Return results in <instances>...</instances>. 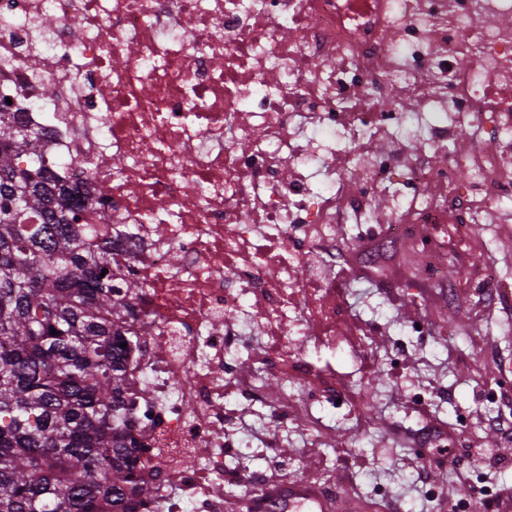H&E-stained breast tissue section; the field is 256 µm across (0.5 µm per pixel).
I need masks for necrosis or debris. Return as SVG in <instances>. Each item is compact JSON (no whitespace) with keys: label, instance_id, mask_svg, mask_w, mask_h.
<instances>
[{"label":"necrosis or debris","instance_id":"4bbe7bcc","mask_svg":"<svg viewBox=\"0 0 512 512\" xmlns=\"http://www.w3.org/2000/svg\"><path fill=\"white\" fill-rule=\"evenodd\" d=\"M5 97L66 127L46 147L96 223L134 228L112 255L145 285L126 329L152 325L128 377L154 512H224L227 483L261 496L266 476L224 462L253 438L281 448L301 424L321 446L320 409L357 383L310 354L380 328L345 329L340 225L370 235L392 185L393 236L430 253L432 225L471 230L512 199V0H0ZM271 376L291 401L263 395Z\"/></svg>","mask_w":512,"mask_h":512}]
</instances>
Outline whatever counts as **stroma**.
<instances>
[{"label": "stroma", "mask_w": 512, "mask_h": 512, "mask_svg": "<svg viewBox=\"0 0 512 512\" xmlns=\"http://www.w3.org/2000/svg\"><path fill=\"white\" fill-rule=\"evenodd\" d=\"M441 233L451 240L446 259L447 283L458 291L453 303L440 288L421 281L410 245L369 266L353 240L337 243L336 271L353 309L351 323L381 315L379 341L395 360L374 364L359 379L356 408L369 420L363 437L353 434L355 418L339 416L331 421L335 449L318 453L292 432L287 447L277 452L251 450L242 460L247 470L278 473L282 484L351 482L364 501L362 512H436L440 502L469 497V484L478 477L489 485H512V458L490 468L477 454L502 445L492 420L512 419V299L465 293L466 278L480 275L489 260L512 283V202L496 208L491 223L482 225L481 241L456 239L452 224L443 225ZM418 319L436 321L439 335H410L409 325ZM420 393L432 399L423 409L414 402ZM463 414L478 427L460 469L434 465L421 472L415 438L430 424L455 427Z\"/></svg>", "instance_id": "35a3bbf8"}]
</instances>
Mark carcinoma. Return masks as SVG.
Listing matches in <instances>:
<instances>
[{"mask_svg":"<svg viewBox=\"0 0 512 512\" xmlns=\"http://www.w3.org/2000/svg\"><path fill=\"white\" fill-rule=\"evenodd\" d=\"M44 136L0 112V512H139L112 268L130 228L92 222Z\"/></svg>","mask_w":512,"mask_h":512,"instance_id":"cac0c4a2","label":"carcinoma"}]
</instances>
